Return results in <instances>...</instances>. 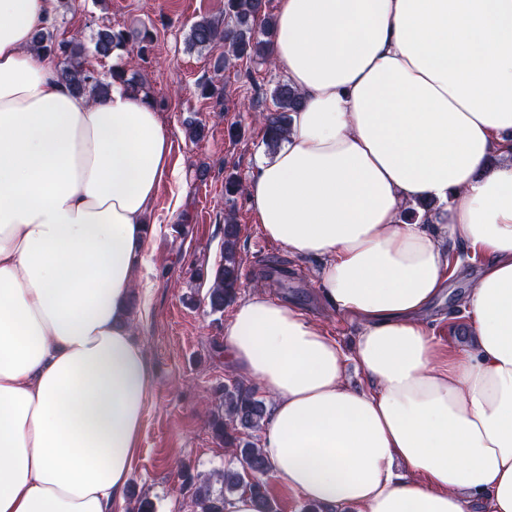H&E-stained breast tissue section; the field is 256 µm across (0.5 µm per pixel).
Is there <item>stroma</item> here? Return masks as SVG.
<instances>
[{"label":"stroma","mask_w":512,"mask_h":512,"mask_svg":"<svg viewBox=\"0 0 512 512\" xmlns=\"http://www.w3.org/2000/svg\"><path fill=\"white\" fill-rule=\"evenodd\" d=\"M223 14L224 0H67L48 25L57 37L76 35L88 46L99 27L124 30L129 37L125 51L102 60L90 53L86 60L104 73L115 65L137 73L149 86L171 140L172 175L152 206L156 231L148 242L150 262L139 270L130 316L131 333L152 366L151 392L140 448L117 512H131L138 496L149 498L155 512H196L189 494L180 490L179 464L195 474L237 466L209 425L218 388L239 379L224 357V326L234 308L214 314L207 305L208 276L224 261L225 218L239 226L238 300L262 285L267 297L293 304L348 352L361 331L359 322L323 299L317 262L292 257L267 240L246 193L224 192L227 177L247 184L258 163L272 158L253 116L270 106L271 91L284 75L263 59L219 71L215 64L223 44L188 47L194 22ZM144 31L153 43L143 61L137 50ZM210 80L223 85V102L201 96L200 85ZM193 119L205 126L196 141L187 135ZM470 286L469 276L450 278L430 311L434 339L444 350L457 348L468 336L461 299Z\"/></svg>","instance_id":"1"}]
</instances>
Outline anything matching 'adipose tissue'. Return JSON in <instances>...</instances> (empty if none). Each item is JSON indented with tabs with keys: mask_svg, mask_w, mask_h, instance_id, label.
I'll return each mask as SVG.
<instances>
[{
	"mask_svg": "<svg viewBox=\"0 0 512 512\" xmlns=\"http://www.w3.org/2000/svg\"><path fill=\"white\" fill-rule=\"evenodd\" d=\"M59 5L0 0V512H111L152 384L126 316L171 141L150 102L75 93L33 50ZM272 59L304 105L248 201L362 332L348 354L263 292L236 308L265 455L334 512H512V0H279ZM449 238L485 263L445 356L423 315Z\"/></svg>",
	"mask_w": 512,
	"mask_h": 512,
	"instance_id": "1",
	"label": "adipose tissue"
}]
</instances>
